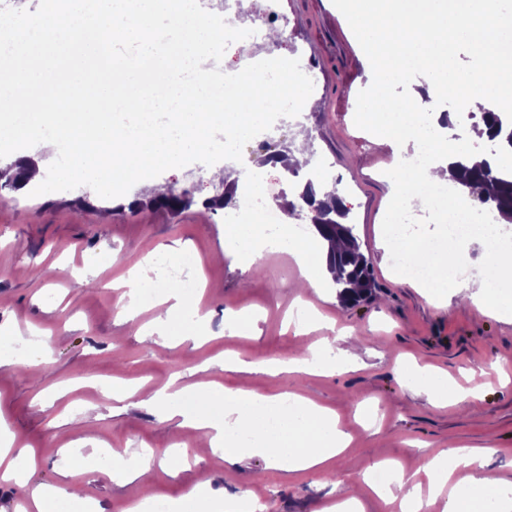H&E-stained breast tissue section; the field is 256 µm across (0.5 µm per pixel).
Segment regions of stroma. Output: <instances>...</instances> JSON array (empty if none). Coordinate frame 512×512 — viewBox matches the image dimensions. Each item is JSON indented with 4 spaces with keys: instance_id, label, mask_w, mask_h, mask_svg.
Returning <instances> with one entry per match:
<instances>
[{
    "instance_id": "35a3bbf8",
    "label": "stroma",
    "mask_w": 512,
    "mask_h": 512,
    "mask_svg": "<svg viewBox=\"0 0 512 512\" xmlns=\"http://www.w3.org/2000/svg\"><path fill=\"white\" fill-rule=\"evenodd\" d=\"M280 20L277 39L265 40L269 57L299 59L315 77L305 112L287 118L269 150L249 142L236 169L258 178L261 197L278 206L293 200L283 173L268 171L267 151L309 137L321 163L351 186L354 232L370 259L375 288L354 307L342 305L329 277L319 291L294 286L301 271L293 256L266 254L249 264L247 253L226 251V210L205 212L204 199L224 185L204 171L173 168L160 178L169 189L192 194L195 205L178 215L149 209L116 212L87 186L35 197L0 190V416L14 434L16 461L31 467V485L64 488L67 512L86 506L124 512L132 497L175 499L199 482L231 495L247 493L263 512H328L341 494L355 495L363 512H400L398 503L375 494L358 474L375 462L397 461L407 472L451 446L491 448L483 469L512 482V384L491 369L512 360V316L481 310L463 290L431 300L413 280L396 276L382 236L392 185L385 170L390 146L354 123L355 97L365 84V54L351 44L352 30L332 0H272ZM191 255L205 275L197 292L205 322L187 318L193 341L162 345L150 336L154 308L126 311L131 271L169 249ZM315 314L306 337L296 334V313ZM251 312L247 335L224 328L229 311ZM362 337L359 360L341 373L319 375L226 370L224 361L286 360L303 354V342L328 333ZM48 343L52 357L42 369L27 356ZM446 373L453 384L477 389L478 399L437 405L409 383L403 361ZM133 386L125 410L105 408L104 384ZM245 387L266 394L296 393L334 410L353 436V468L286 473L259 456L228 467L223 455L196 461L190 431L143 400L167 389L180 401L194 383ZM79 424H68L71 414ZM148 448L152 467L131 484L114 479L100 448Z\"/></svg>"
}]
</instances>
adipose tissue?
<instances>
[{
  "mask_svg": "<svg viewBox=\"0 0 512 512\" xmlns=\"http://www.w3.org/2000/svg\"><path fill=\"white\" fill-rule=\"evenodd\" d=\"M357 355L352 347L337 348L335 338L326 336L308 347V355L288 362H258L233 358L226 361L229 370L269 374L283 371L330 375L350 367ZM148 404L165 409L167 419H179L181 426L204 431L205 447L223 454L229 464L243 457L264 456L270 468L295 472L327 468L338 464L346 455L352 437L335 414L304 396L290 398L265 395L248 390H229L220 408H187L166 403L164 392L150 395ZM249 435L247 443L236 440L235 431ZM483 448L455 447L434 456L424 473L432 495H440L445 485H452L450 512H512V484L477 475L474 465L486 456ZM246 494H201L192 488L183 499L173 502L172 512H187V503L196 512H245Z\"/></svg>",
  "mask_w": 512,
  "mask_h": 512,
  "instance_id": "adipose-tissue-1",
  "label": "adipose tissue"
}]
</instances>
